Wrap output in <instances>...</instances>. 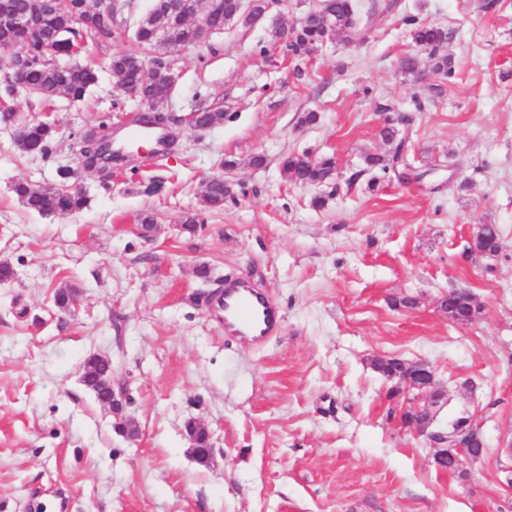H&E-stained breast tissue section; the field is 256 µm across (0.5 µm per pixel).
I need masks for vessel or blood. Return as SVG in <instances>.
<instances>
[{
  "label": "vessel or blood",
  "mask_w": 512,
  "mask_h": 512,
  "mask_svg": "<svg viewBox=\"0 0 512 512\" xmlns=\"http://www.w3.org/2000/svg\"><path fill=\"white\" fill-rule=\"evenodd\" d=\"M164 133L154 128L133 127L120 131L116 145L128 149L137 140L158 143ZM228 336H245L256 344H265L278 331L280 311L265 293L245 288L237 283L225 284L210 304Z\"/></svg>",
  "instance_id": "1"
}]
</instances>
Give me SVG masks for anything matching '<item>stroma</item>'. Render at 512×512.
<instances>
[{
  "mask_svg": "<svg viewBox=\"0 0 512 512\" xmlns=\"http://www.w3.org/2000/svg\"><path fill=\"white\" fill-rule=\"evenodd\" d=\"M123 2L121 35L81 55L97 84L55 101L48 155L21 153L0 124V261L15 271L0 282V512H512V0H356L363 41L316 47L298 78L270 32L319 0L167 48L173 145L110 177L81 168L77 142L142 108L109 61L137 51L153 0ZM410 15L450 32L451 77L433 72ZM408 55L418 73L402 70ZM202 100L223 106L222 124L187 125ZM380 104L408 117L399 134L420 177L372 189L365 155L393 150L378 136ZM293 152L335 156L328 185L285 180L280 158ZM62 167L89 199L82 211L41 215L13 193L19 180L56 187ZM220 174L233 199L201 211L205 178ZM151 177L163 181L154 195ZM196 211L201 224L182 232ZM478 224L498 225L497 258L471 252ZM229 277L279 303L281 331L265 345L214 321ZM64 283L76 294L62 310ZM455 289L479 305L474 321L441 310ZM92 355L112 361L120 412L81 382ZM376 357L428 364L442 394L433 430L471 418L482 456L438 469L435 444L401 421L424 393L394 392ZM191 420L212 435L207 463L190 452Z\"/></svg>",
  "mask_w": 512,
  "mask_h": 512,
  "instance_id": "1",
  "label": "stroma"
}]
</instances>
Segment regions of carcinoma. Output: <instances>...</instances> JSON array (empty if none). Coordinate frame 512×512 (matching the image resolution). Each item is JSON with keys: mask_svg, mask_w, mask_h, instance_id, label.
I'll use <instances>...</instances> for the list:
<instances>
[{"mask_svg": "<svg viewBox=\"0 0 512 512\" xmlns=\"http://www.w3.org/2000/svg\"><path fill=\"white\" fill-rule=\"evenodd\" d=\"M85 0H43L37 9L38 29L27 31L7 23H0V96L9 100L14 96V88L3 74L19 72L26 85V92L46 102L59 96L71 100H82L97 81L96 71L89 65L72 63L70 65L51 64L48 59L56 56V49L64 44L83 45L85 43H105L116 38L115 14L101 15L86 27L72 26L71 17L81 11ZM249 10L239 5L238 0H218L217 7L209 9L210 22L216 29L224 28V21L249 26L253 15L264 8L265 0H252ZM326 11L325 16L302 22L288 30L286 46L294 62V73L302 75L301 63L311 50L327 35L323 20L336 23V32L344 35L348 41L360 36L356 12L352 0H322L318 11ZM405 23L412 27L413 39L428 55L433 58L435 73L448 77V55L444 45L448 41V32L441 28L420 23L416 17L409 16ZM201 37L194 23L185 16L173 11L170 0H154L149 14L139 23L135 39L141 47L139 53H122L112 57L110 67L116 82L124 89L137 92L147 99L155 112L140 114L133 119L137 125H167L172 117L159 111L168 100L173 84L144 78L143 65L147 62L161 69H168L170 64L156 51L167 47L187 46ZM198 121L217 126L224 122V110L211 104H201L196 109ZM54 136V128L48 122H28L23 134L16 140L18 148L26 153L45 155L49 152ZM366 167L355 172L353 179H358L364 172L378 170L388 175L402 173L408 168L403 152V140H398L396 149L390 158L378 154L364 156ZM335 160L328 156L310 164L305 154H289L282 159L281 167L286 179L304 181L310 185L324 182L332 175ZM13 192L30 210L39 214H73L83 210L88 203L85 193L58 188L46 191L29 181L14 184ZM234 198L230 188L222 183H214L201 195L202 210H215L224 207V202ZM479 234L474 239L471 251L482 254L487 248H494L501 242L499 228L495 224H482ZM471 305V296L456 293L447 304L449 319L458 323L467 315ZM105 365L89 357L82 365V381L102 404L112 401V390L98 382Z\"/></svg>", "mask_w": 512, "mask_h": 512, "instance_id": "cac0c4a2", "label": "carcinoma"}]
</instances>
